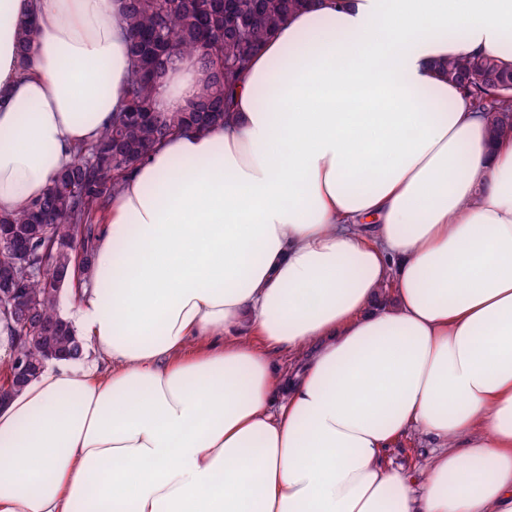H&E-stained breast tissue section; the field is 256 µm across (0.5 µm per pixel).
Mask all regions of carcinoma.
<instances>
[{
  "label": "carcinoma",
  "mask_w": 512,
  "mask_h": 512,
  "mask_svg": "<svg viewBox=\"0 0 512 512\" xmlns=\"http://www.w3.org/2000/svg\"><path fill=\"white\" fill-rule=\"evenodd\" d=\"M309 0H125L131 71L125 108L95 142L76 149L45 193L0 216V317L10 320L11 353L44 366L59 355L84 356V342L58 312L71 270L87 271L101 218L124 178L148 152L186 130L204 132L231 120L233 92L264 41ZM195 55L206 79L179 112L153 107L160 79L177 58ZM448 82L461 87L490 119L494 134L512 133V101L503 98L512 71L492 55L448 59ZM25 382L0 379V399L12 400Z\"/></svg>",
  "instance_id": "obj_1"
}]
</instances>
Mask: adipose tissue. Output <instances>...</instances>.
Returning a JSON list of instances; mask_svg holds the SVG:
<instances>
[{"mask_svg": "<svg viewBox=\"0 0 512 512\" xmlns=\"http://www.w3.org/2000/svg\"><path fill=\"white\" fill-rule=\"evenodd\" d=\"M122 11L0 0V214L123 108ZM511 34L512 0L282 22L230 123L126 176L77 296L102 361L0 409V512H512V134L438 71ZM199 87L182 57L154 106ZM415 435L398 439L388 450L387 457L395 468L414 470L422 465V456L429 448Z\"/></svg>", "mask_w": 512, "mask_h": 512, "instance_id": "obj_1", "label": "adipose tissue"}]
</instances>
